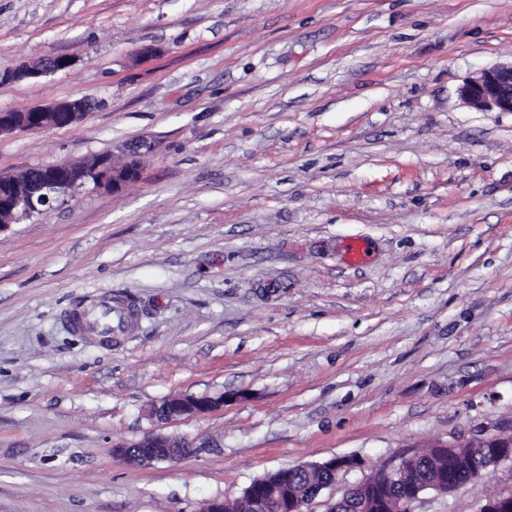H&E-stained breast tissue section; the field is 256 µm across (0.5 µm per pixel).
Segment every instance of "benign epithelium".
<instances>
[{"mask_svg": "<svg viewBox=\"0 0 512 512\" xmlns=\"http://www.w3.org/2000/svg\"><path fill=\"white\" fill-rule=\"evenodd\" d=\"M71 61L65 57L45 59L36 67L18 66L0 68V84L16 83L29 78L68 68ZM461 96L474 104L496 112L512 113V65L495 66L483 72L475 81L466 83L461 88ZM91 108V102L85 98L67 100L50 107H33L25 111L0 112V135L15 131L41 129L49 124L63 127L75 121V118ZM130 161L120 169H116L105 158H96L81 166L70 164L46 165L31 168L24 172L25 188L16 189V175H0V197L9 196L12 203L8 207V215H3L0 208V232L12 224H17L33 214L42 211L45 206L56 202H66L76 197L88 183L96 186L105 185L114 190L124 183L136 179L139 175L138 158L152 151V145L146 141L136 142L127 147ZM224 404V397L173 396L154 405L151 414L160 420H172L185 415H196L209 412ZM470 448L482 449L484 466L478 469L483 473L503 461L512 462V435L504 436L496 430L479 426L473 430L465 442ZM193 444L180 438L160 434H147L141 439L118 447V452L129 460L141 464L158 461H174L187 453ZM413 457L408 456L389 470L381 473L382 480L392 485L410 473ZM358 466L352 457H334L317 467L336 476ZM328 484H321L308 492H296L288 487V482L281 480L271 483L258 480L247 488L251 496L255 512H309L307 506ZM364 484L346 489L342 497L331 505L328 512H341L339 507L348 512H368L369 507L385 510L388 507L385 499H378L375 504L358 497ZM461 488L453 477L448 481L425 482L418 478L412 480L409 494L398 501L397 512H411V505L429 489L452 492ZM477 512H512V485H506L495 498L481 500Z\"/></svg>", "mask_w": 512, "mask_h": 512, "instance_id": "7a95c632", "label": "benign epithelium"}]
</instances>
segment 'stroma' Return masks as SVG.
Segmentation results:
<instances>
[{"instance_id": "obj_1", "label": "stroma", "mask_w": 512, "mask_h": 512, "mask_svg": "<svg viewBox=\"0 0 512 512\" xmlns=\"http://www.w3.org/2000/svg\"><path fill=\"white\" fill-rule=\"evenodd\" d=\"M57 56L0 111L93 106L1 136L0 173L155 149L120 191L0 231V512H197L353 457L309 506L328 512L402 457L512 429V113L460 96L512 63V0H0V67ZM117 294L128 332H73ZM179 395L224 404L150 417ZM149 433L194 448L117 453ZM506 484L510 461L412 510ZM117 448L118 452L133 462L151 464L158 461H174L187 453L189 448H194V445L177 437L147 434L138 441Z\"/></svg>"}]
</instances>
